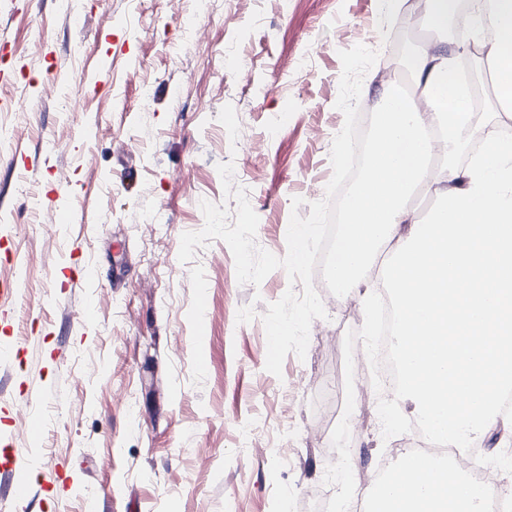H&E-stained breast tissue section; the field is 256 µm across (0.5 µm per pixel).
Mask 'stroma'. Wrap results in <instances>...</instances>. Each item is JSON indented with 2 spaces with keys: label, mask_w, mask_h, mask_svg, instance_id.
<instances>
[{
  "label": "stroma",
  "mask_w": 512,
  "mask_h": 512,
  "mask_svg": "<svg viewBox=\"0 0 512 512\" xmlns=\"http://www.w3.org/2000/svg\"><path fill=\"white\" fill-rule=\"evenodd\" d=\"M380 0H0V437L28 444L34 494L0 512H351L407 433L411 405L357 354L367 297L321 292L305 358L265 368L262 316L284 269L239 283L221 240L178 259L200 203L235 211L233 162L259 217L256 243L287 253L292 212L326 196L341 50L375 49L366 101L399 70L398 45L449 34L404 16L376 29ZM302 198L293 207V198ZM95 266L93 281L75 268ZM95 296L93 322L82 305ZM55 474L59 492L43 479Z\"/></svg>",
  "instance_id": "stroma-1"
}]
</instances>
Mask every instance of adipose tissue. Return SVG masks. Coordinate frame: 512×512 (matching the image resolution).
I'll list each match as a JSON object with an SVG mask.
<instances>
[{"label":"adipose tissue","instance_id":"ef3b65f1","mask_svg":"<svg viewBox=\"0 0 512 512\" xmlns=\"http://www.w3.org/2000/svg\"><path fill=\"white\" fill-rule=\"evenodd\" d=\"M496 37L486 62L500 106L512 110V0H490ZM409 12L442 31L459 0H381L380 17ZM413 93L378 89L362 174L347 193L327 274L357 290L382 244L395 247L381 273L396 309V397L434 439L457 446L486 434L512 390V136L487 141L465 170L454 158L474 128L470 84L444 45L411 57ZM440 199L428 217L418 191ZM486 489L463 475L404 471L386 485L382 512H482Z\"/></svg>","mask_w":512,"mask_h":512}]
</instances>
